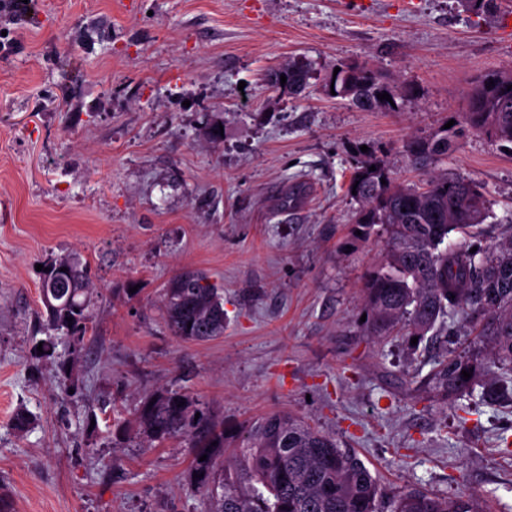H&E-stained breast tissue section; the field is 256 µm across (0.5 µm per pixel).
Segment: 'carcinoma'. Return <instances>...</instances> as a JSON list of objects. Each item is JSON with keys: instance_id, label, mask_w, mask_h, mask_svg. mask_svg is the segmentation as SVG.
Masks as SVG:
<instances>
[{"instance_id": "1", "label": "carcinoma", "mask_w": 512, "mask_h": 512, "mask_svg": "<svg viewBox=\"0 0 512 512\" xmlns=\"http://www.w3.org/2000/svg\"><path fill=\"white\" fill-rule=\"evenodd\" d=\"M310 78L308 66L293 63L272 73L270 82L298 95ZM509 85L512 75L496 72L470 88L464 112L469 130L512 145V96L506 112L500 96ZM331 89L362 111L394 110L377 98L393 91L365 66L340 67L327 79ZM448 147L445 135L410 141L406 152L415 168L427 170L448 155ZM352 181L361 203L355 229L366 237L379 224L388 234L385 261L362 276L365 331L422 342L448 333L451 323L462 325L469 344L432 359L429 389L445 402L477 392L488 404L512 403V234L489 239L483 223L491 217L490 203L481 186L450 172L431 177L424 188L400 185L385 161L372 158L358 162ZM455 234L459 242L448 244ZM46 267L41 297L47 325L80 341L91 320L87 268L75 258L53 259ZM164 307L167 326L179 339L224 335L223 289L200 271L176 274ZM464 370L472 371L467 380ZM154 398L139 411L138 434L158 442L189 439L193 482L209 512H486L476 492L448 497L416 486L391 489L355 450L293 416L271 414L229 436L192 410L189 395L171 390Z\"/></svg>"}]
</instances>
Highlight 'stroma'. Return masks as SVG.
<instances>
[{
	"mask_svg": "<svg viewBox=\"0 0 512 512\" xmlns=\"http://www.w3.org/2000/svg\"><path fill=\"white\" fill-rule=\"evenodd\" d=\"M512 0H0V512H208L187 442L136 437L154 393H189L235 433L285 412L336 435L395 487L477 491L512 507V410L459 423L405 375L432 348L367 336L360 280L387 252L351 229L359 160L423 185L405 145L464 124L479 77L512 72ZM299 61L302 95L267 70ZM366 65L391 111L329 97ZM437 171L477 182L492 237L512 234V152L473 131ZM79 259L92 317L72 391L48 334L41 265ZM185 268L224 290V334L172 336L163 288ZM27 411L30 425L14 417Z\"/></svg>",
	"mask_w": 512,
	"mask_h": 512,
	"instance_id": "35a3bbf8",
	"label": "stroma"
}]
</instances>
